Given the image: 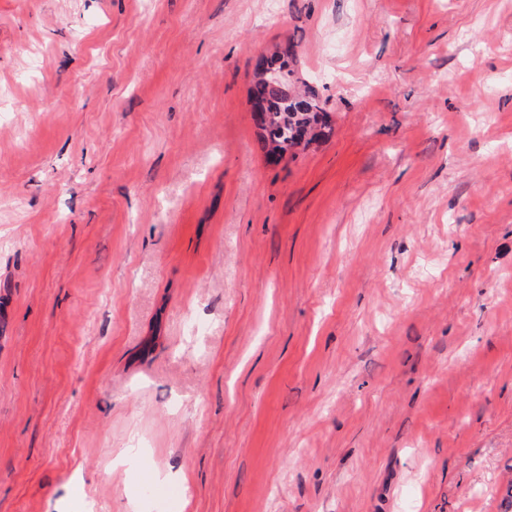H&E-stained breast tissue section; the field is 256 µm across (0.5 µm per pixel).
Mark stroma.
<instances>
[{"label": "stroma", "mask_w": 512, "mask_h": 512, "mask_svg": "<svg viewBox=\"0 0 512 512\" xmlns=\"http://www.w3.org/2000/svg\"><path fill=\"white\" fill-rule=\"evenodd\" d=\"M288 43L332 132L272 159ZM77 470L98 512H501L512 0H0V512Z\"/></svg>", "instance_id": "35a3bbf8"}]
</instances>
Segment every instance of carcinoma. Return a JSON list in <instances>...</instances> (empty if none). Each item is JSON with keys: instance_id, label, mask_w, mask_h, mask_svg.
Wrapping results in <instances>:
<instances>
[{"instance_id": "carcinoma-1", "label": "carcinoma", "mask_w": 512, "mask_h": 512, "mask_svg": "<svg viewBox=\"0 0 512 512\" xmlns=\"http://www.w3.org/2000/svg\"><path fill=\"white\" fill-rule=\"evenodd\" d=\"M292 47L262 59L250 88L254 118L268 154L283 156L315 136L326 125V113L315 93L300 90L288 64Z\"/></svg>"}]
</instances>
